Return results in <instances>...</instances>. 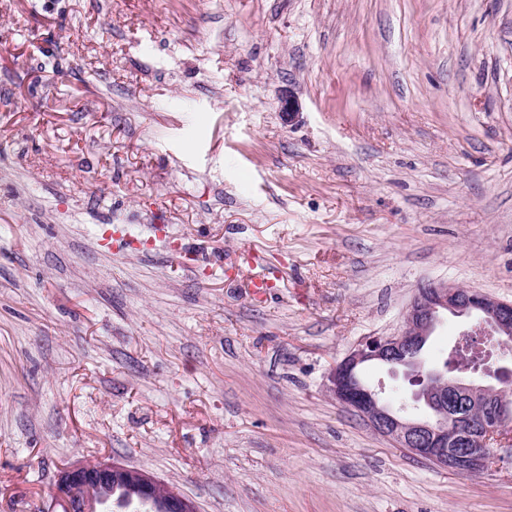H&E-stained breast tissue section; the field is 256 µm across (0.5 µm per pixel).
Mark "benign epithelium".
Here are the masks:
<instances>
[{
  "instance_id": "1",
  "label": "benign epithelium",
  "mask_w": 512,
  "mask_h": 512,
  "mask_svg": "<svg viewBox=\"0 0 512 512\" xmlns=\"http://www.w3.org/2000/svg\"><path fill=\"white\" fill-rule=\"evenodd\" d=\"M463 318L461 335L475 333L512 347V301L446 281L422 283L391 336H367L332 369L328 391L399 447L462 474L487 471L499 448L512 445V359L487 353L448 373L428 364L423 349L447 315ZM378 361L391 374L403 372L413 386L410 400L391 406L381 388L362 383L361 365ZM125 483L148 499L160 480L124 464L98 461L63 468L55 498L64 512H108L112 484ZM170 512H198L196 503L170 486Z\"/></svg>"
}]
</instances>
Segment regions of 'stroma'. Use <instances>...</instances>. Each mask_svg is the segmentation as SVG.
I'll list each match as a JSON object with an SVG mask.
<instances>
[{"mask_svg": "<svg viewBox=\"0 0 512 512\" xmlns=\"http://www.w3.org/2000/svg\"><path fill=\"white\" fill-rule=\"evenodd\" d=\"M440 279L512 301V0H0V512H512L326 389ZM125 483L139 491L142 499H150L161 481L154 475L124 464L98 461L70 465L63 468L55 484V498L64 512H168L167 497L162 493L150 501L112 484ZM169 512H198L196 503L172 486H168Z\"/></svg>", "mask_w": 512, "mask_h": 512, "instance_id": "obj_1", "label": "stroma"}]
</instances>
